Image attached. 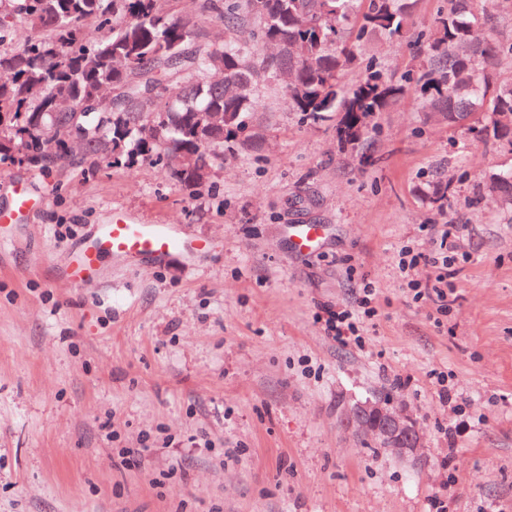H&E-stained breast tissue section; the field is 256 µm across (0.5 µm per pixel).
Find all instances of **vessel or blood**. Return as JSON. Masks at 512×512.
<instances>
[{
    "label": "vessel or blood",
    "instance_id": "obj_1",
    "mask_svg": "<svg viewBox=\"0 0 512 512\" xmlns=\"http://www.w3.org/2000/svg\"><path fill=\"white\" fill-rule=\"evenodd\" d=\"M35 204V198L26 190H18L11 206L0 209V229L12 226L18 213ZM206 248V242L183 237L175 225L134 224L118 217L101 225L93 240L76 249L68 277L73 284L89 287L95 285L98 269L105 259L161 260L173 254L192 257Z\"/></svg>",
    "mask_w": 512,
    "mask_h": 512
}]
</instances>
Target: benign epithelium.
<instances>
[{"label": "benign epithelium", "instance_id": "7a95c632", "mask_svg": "<svg viewBox=\"0 0 512 512\" xmlns=\"http://www.w3.org/2000/svg\"><path fill=\"white\" fill-rule=\"evenodd\" d=\"M343 424L358 435L373 437L385 450L411 464L419 460L423 436L414 420L399 408L365 401L349 409Z\"/></svg>", "mask_w": 512, "mask_h": 512}]
</instances>
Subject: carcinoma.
<instances>
[{
  "label": "carcinoma",
  "mask_w": 512,
  "mask_h": 512,
  "mask_svg": "<svg viewBox=\"0 0 512 512\" xmlns=\"http://www.w3.org/2000/svg\"><path fill=\"white\" fill-rule=\"evenodd\" d=\"M448 2L414 88L437 120L512 143V80H496L512 41L482 36L491 15L480 0ZM200 12L224 25V39L204 30ZM406 25L398 0H201L198 12L184 0H0V159L46 172L154 156L196 188L247 131L257 82L282 74L295 111L339 113L338 140L355 145L363 120L406 85L370 69L340 85L358 64L349 42ZM19 27L41 35L6 44ZM488 190L512 202V172Z\"/></svg>",
  "instance_id": "carcinoma-1"
}]
</instances>
